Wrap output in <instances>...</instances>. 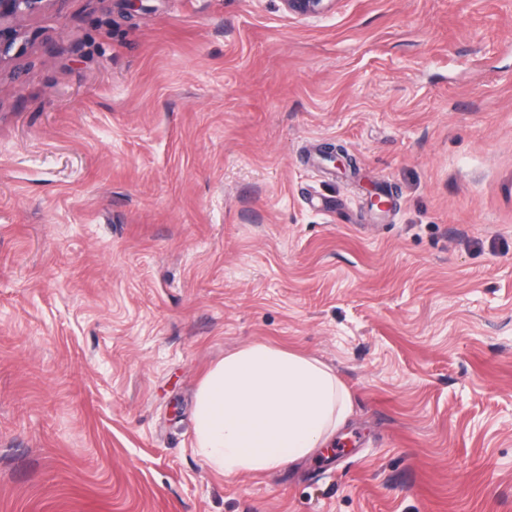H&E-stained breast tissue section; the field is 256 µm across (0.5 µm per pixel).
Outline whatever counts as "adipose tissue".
<instances>
[{
    "label": "adipose tissue",
    "mask_w": 512,
    "mask_h": 512,
    "mask_svg": "<svg viewBox=\"0 0 512 512\" xmlns=\"http://www.w3.org/2000/svg\"><path fill=\"white\" fill-rule=\"evenodd\" d=\"M350 408L329 366L254 343L225 356L201 383L195 446L224 475L271 472L325 446Z\"/></svg>",
    "instance_id": "ef3b65f1"
}]
</instances>
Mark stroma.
Instances as JSON below:
<instances>
[{"label":"stroma","mask_w":512,"mask_h":512,"mask_svg":"<svg viewBox=\"0 0 512 512\" xmlns=\"http://www.w3.org/2000/svg\"><path fill=\"white\" fill-rule=\"evenodd\" d=\"M24 26L0 512H512V0H52ZM253 343L326 363L352 413L227 477L195 395ZM287 10L298 15H318L329 9L333 0H283Z\"/></svg>","instance_id":"35a3bbf8"}]
</instances>
